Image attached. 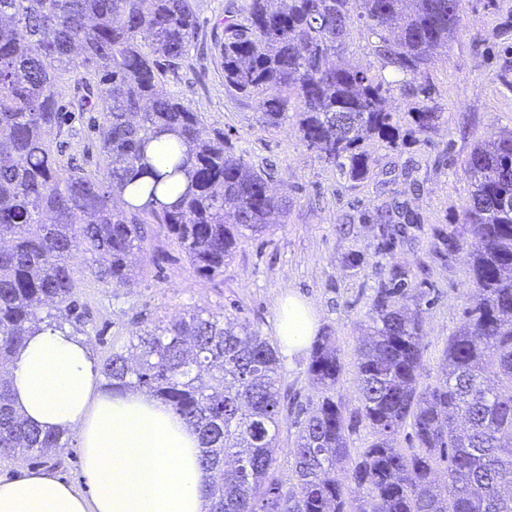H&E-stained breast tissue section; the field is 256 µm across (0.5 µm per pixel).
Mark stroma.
<instances>
[{"instance_id":"obj_1","label":"stroma","mask_w":512,"mask_h":512,"mask_svg":"<svg viewBox=\"0 0 512 512\" xmlns=\"http://www.w3.org/2000/svg\"><path fill=\"white\" fill-rule=\"evenodd\" d=\"M244 3L197 0L198 30L189 55L177 68H163V88L189 104L205 124L229 133L255 169L270 173L272 192L288 198L286 221L241 237L223 275L213 279L197 275L176 240L157 224L147 227L137 287H103L85 276L82 257L72 258L75 293L90 316L84 335L90 351L105 361L136 329L198 309L229 322H249L272 340L279 300L295 292L313 305L320 332L336 338L343 371L335 396L353 410L360 405L357 350L376 290L398 281L413 288L409 307L422 316L420 383L435 382L446 343L464 322L472 288L467 237H460L454 252L441 237L466 221L471 185L465 161L472 148L512 129V91L496 78L503 50L512 45V32L501 31L512 15V0H499L493 9L485 0H463L448 49L430 67L433 102L440 112L436 131L429 142L399 148L366 142L372 169L358 182L308 150L295 119L266 126L254 101L225 86L216 40L227 11L240 10ZM344 59L393 83L394 73L381 72L361 26L352 27ZM409 103L393 83L386 109L397 124L406 125ZM90 118L87 112L74 113L73 134L51 128L45 138L86 173L104 180L108 171ZM391 200L402 202L418 221L401 225L387 245L376 214ZM308 363L305 351L281 362L278 382L282 395L305 406L316 394ZM24 469H43L83 487L77 436L68 435L64 447L41 454L0 455V475Z\"/></svg>"}]
</instances>
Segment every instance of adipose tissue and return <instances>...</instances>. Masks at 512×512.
<instances>
[{
  "instance_id": "adipose-tissue-1",
  "label": "adipose tissue",
  "mask_w": 512,
  "mask_h": 512,
  "mask_svg": "<svg viewBox=\"0 0 512 512\" xmlns=\"http://www.w3.org/2000/svg\"><path fill=\"white\" fill-rule=\"evenodd\" d=\"M275 331L283 355L304 350L318 331L313 307L294 295L280 301ZM9 376L13 406L28 423L77 433L87 489L42 470L0 476V512H208L197 432L144 393L98 390L82 338L42 327L16 349Z\"/></svg>"
}]
</instances>
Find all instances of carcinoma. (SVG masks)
<instances>
[{"label": "carcinoma", "instance_id": "carcinoma-1", "mask_svg": "<svg viewBox=\"0 0 512 512\" xmlns=\"http://www.w3.org/2000/svg\"><path fill=\"white\" fill-rule=\"evenodd\" d=\"M461 2L247 0L224 18V83L253 99L269 127L295 110L305 146L361 181L371 165L365 141L396 148L416 135L427 141L436 128L429 65L448 47ZM356 19L375 38L381 68L400 76L412 99L405 134L386 110L391 84L340 63ZM196 25L195 0H0L1 364L31 331L84 317L75 313L76 253L102 286L134 288L145 226L161 224L195 272L213 278L245 233L285 223L288 198L271 193L269 174L162 88L160 61L177 66ZM78 70L72 101L102 108L105 181L64 166L43 138L64 123L54 93L59 72ZM162 136L173 141L157 170L148 153ZM465 171L474 295L444 349L442 376L420 385V316L403 306L405 289L382 285L358 348L356 411L332 396L342 372L332 337L311 349L317 402L299 421L296 485L273 469L282 424L278 352L249 323L193 312L112 350L101 374L113 392L144 390L198 432L212 473L210 512H512V131L475 146ZM183 177L186 190L164 202ZM129 187L146 201L126 200ZM378 221L414 219L387 203ZM360 421L376 439L354 456L347 432ZM406 424L415 446L405 452L394 440ZM60 447L61 436L41 433L14 410L1 378L0 453ZM439 455L448 459L444 493L436 486ZM229 457L236 468L221 466Z\"/></svg>", "mask_w": 512, "mask_h": 512}]
</instances>
